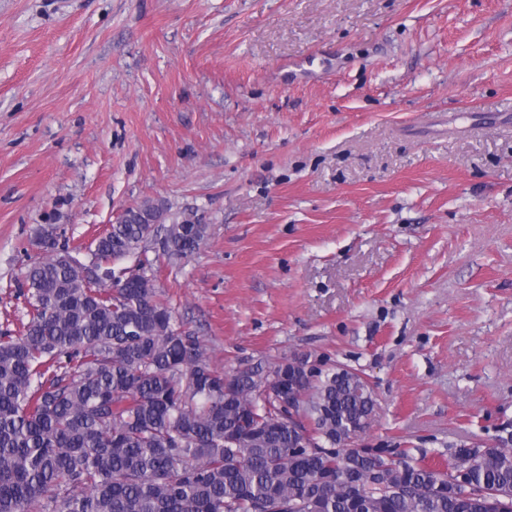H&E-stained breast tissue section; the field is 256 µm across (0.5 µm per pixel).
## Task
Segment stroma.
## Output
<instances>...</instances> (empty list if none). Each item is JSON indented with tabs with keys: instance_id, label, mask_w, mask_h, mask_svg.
I'll list each match as a JSON object with an SVG mask.
<instances>
[{
	"instance_id": "obj_1",
	"label": "stroma",
	"mask_w": 512,
	"mask_h": 512,
	"mask_svg": "<svg viewBox=\"0 0 512 512\" xmlns=\"http://www.w3.org/2000/svg\"><path fill=\"white\" fill-rule=\"evenodd\" d=\"M161 201L218 368L361 373V448L512 438V0H0V330L55 230Z\"/></svg>"
}]
</instances>
